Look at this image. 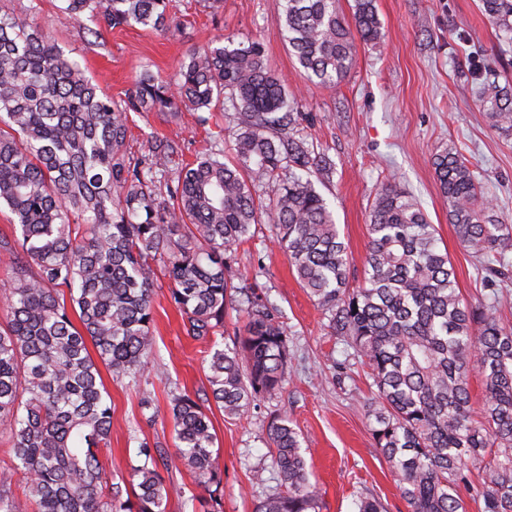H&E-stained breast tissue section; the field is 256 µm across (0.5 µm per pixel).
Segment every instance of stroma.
Segmentation results:
<instances>
[{
    "label": "stroma",
    "mask_w": 512,
    "mask_h": 512,
    "mask_svg": "<svg viewBox=\"0 0 512 512\" xmlns=\"http://www.w3.org/2000/svg\"><path fill=\"white\" fill-rule=\"evenodd\" d=\"M32 3L38 6L37 21L47 24L60 46L116 99L132 89L143 68L170 76L192 50L217 39L260 42L299 111L309 115L314 143L336 164L333 182L322 194L348 247L352 282L364 275L370 205L390 180L420 200L455 267L465 302L474 305L512 292V282L486 284L471 251L458 242L432 164L441 149L455 146L495 204L499 221L512 224V135L491 125L472 78L491 69L500 80L511 81L512 44L484 16L480 0H377L383 37L376 44H359L354 67L333 91L307 81L283 36L276 0H220L215 10L205 0H172L181 22L175 32L140 25L110 30L88 19L78 24L61 12V0H0V8L19 13ZM155 136L178 140L188 163L216 140L225 158L234 155L233 128L219 110L204 125L188 109L174 115L131 113L129 143L135 152L147 153ZM227 277L264 293L288 331V366L281 391L257 400L244 416L230 417L216 407L210 412L224 466L220 512H255L263 489L253 474L274 471L268 427L279 414L288 415L304 437L322 512H358L366 496L379 499L386 512H410L372 438L373 420L363 407L371 395L367 367L345 342L329 335L268 230L238 247ZM169 288L168 277L157 274L155 345L144 374L118 379L108 368L100 370L114 426L99 459L107 479L118 482L137 464L140 442L163 448L171 461L161 475L181 490L168 512H202V489L173 458L170 394H208L209 352L232 346L242 321L229 312L223 334L192 338ZM146 395L152 399L147 408L141 404Z\"/></svg>",
    "instance_id": "35a3bbf8"
}]
</instances>
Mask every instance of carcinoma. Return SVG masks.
Wrapping results in <instances>:
<instances>
[{"instance_id":"1","label":"carcinoma","mask_w":512,"mask_h":512,"mask_svg":"<svg viewBox=\"0 0 512 512\" xmlns=\"http://www.w3.org/2000/svg\"><path fill=\"white\" fill-rule=\"evenodd\" d=\"M73 19L111 28L167 31L180 21L170 0H63ZM277 0L288 44L307 79L335 88L350 73L357 41L381 38L375 0ZM512 40V0H481ZM493 126L512 130V89L489 72L478 86ZM229 113L235 160L208 148L193 163L179 142L154 141L148 155L128 150L132 112L181 107ZM286 88L258 41L194 50L167 80L143 70L125 98L105 93L40 23L0 13V205L12 214L20 249L0 244L6 325H0V426L14 463L0 472V512H167L172 495L159 465L164 452L139 446L131 489L106 480L99 450L110 444L112 405L100 376L144 372L154 344L153 292L160 266L187 334L215 336L227 308L243 317L234 347L215 349L207 381L227 416L281 388L288 331L253 289L228 281L235 248L264 224L298 284L369 369L376 394L364 403L375 446L389 463L410 512H466L458 487L482 468L480 512H512V325L504 297L470 305L457 288L448 252L419 202L396 183L369 210L361 285L332 210L317 190L336 163L304 132ZM448 221L473 250L487 280L512 276V225L456 147L433 158ZM269 193L268 202L260 194ZM78 313L73 324L68 309ZM97 357H92L87 343ZM483 385L479 410L469 377ZM175 458L205 490L224 469L211 418L186 393L172 395ZM275 488L255 512H321L322 502L288 416L268 430ZM23 475V497L12 489Z\"/></svg>"}]
</instances>
